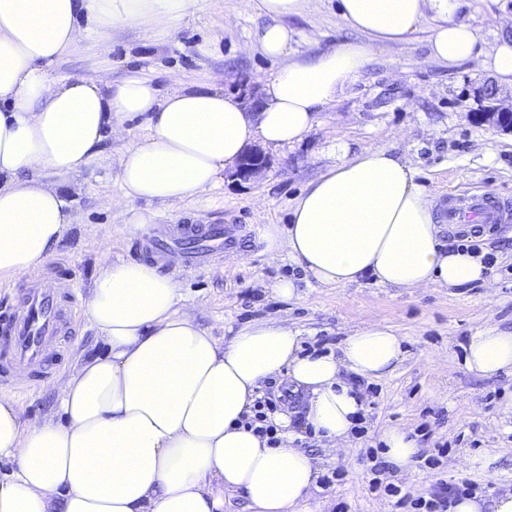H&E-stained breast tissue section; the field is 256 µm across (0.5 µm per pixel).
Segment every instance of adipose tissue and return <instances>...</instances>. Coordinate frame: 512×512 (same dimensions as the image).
I'll return each mask as SVG.
<instances>
[{
  "instance_id": "1",
  "label": "adipose tissue",
  "mask_w": 512,
  "mask_h": 512,
  "mask_svg": "<svg viewBox=\"0 0 512 512\" xmlns=\"http://www.w3.org/2000/svg\"><path fill=\"white\" fill-rule=\"evenodd\" d=\"M255 1L270 19L257 42L279 58L291 38L287 18L308 13L312 0ZM460 6L338 0L365 41L278 68L263 79L264 106L255 111L210 82L162 89L137 74L116 84L55 75L61 56L98 35L136 28L170 37L198 0H0V279L31 274L56 249L73 222L56 180L87 167L105 135L126 143L112 218L136 236L150 223L132 217L135 201L193 199L249 145L300 142L375 47L406 41L425 17L438 20L429 60L469 62L512 84V39L484 51L458 19ZM139 117L147 122L141 139L128 126ZM259 241L270 261L288 260L318 288L491 283L481 256L446 249L429 191L387 146L361 147L328 167L294 200L287 226L264 225ZM177 265L174 257L164 266L102 258L85 317L106 349L55 378L56 417L31 421L0 394V460L13 466L0 480V512H224L228 495L243 497L248 512H309L324 469L297 447L286 414L274 417L276 440L255 431L262 385L272 380L301 396L305 427L337 458L363 410L356 381L393 372L402 337L370 323L338 350L307 352L280 317L242 324L223 343L198 323ZM463 364L481 375L512 370V332L477 331ZM381 441L390 468L410 473L416 439L392 427Z\"/></svg>"
}]
</instances>
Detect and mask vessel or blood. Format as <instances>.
Listing matches in <instances>:
<instances>
[{
    "mask_svg": "<svg viewBox=\"0 0 512 512\" xmlns=\"http://www.w3.org/2000/svg\"><path fill=\"white\" fill-rule=\"evenodd\" d=\"M508 214L486 195H455L448 206L452 224H498ZM204 249L188 254L191 264L204 262L230 242L223 232L205 234ZM73 285H56L43 279H32L20 289V316L8 322L0 333V384L20 386L31 382L33 371L41 369L50 349L55 348L64 304L75 301Z\"/></svg>",
    "mask_w": 512,
    "mask_h": 512,
    "instance_id": "b4317fda",
    "label": "vessel or blood"
}]
</instances>
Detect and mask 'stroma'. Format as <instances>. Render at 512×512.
Wrapping results in <instances>:
<instances>
[{"label": "stroma", "instance_id": "35a3bbf8", "mask_svg": "<svg viewBox=\"0 0 512 512\" xmlns=\"http://www.w3.org/2000/svg\"><path fill=\"white\" fill-rule=\"evenodd\" d=\"M459 15L475 31L480 46L493 50L512 36V0H464ZM268 19L238 0H200L199 10L165 42L132 28L116 37L89 41L55 66L61 77L107 76L119 81L139 72L160 86L220 78L225 92L245 96L277 68L253 49ZM435 21L425 18L410 38L376 49L361 77L335 104L318 115L314 129L298 144L268 150L271 167L250 183L225 181L191 201L173 205L136 201L155 229L141 237L112 221V201L120 194L116 159L123 143L108 138L96 161L64 187L73 201L74 222L39 274L74 284L77 303L63 324L60 347L41 370L40 381L15 398L28 418L53 416L55 375L72 369L104 346L84 316L87 290L102 248L115 259H146L151 239L181 227L231 228L224 252L196 267L178 266L176 278L199 320L218 339L227 326L254 318H288L304 346H334L366 323H382L403 336L405 357L388 376L362 387L365 423L344 459L326 466L334 480L312 500V512H396L391 501L371 489L373 481L426 494L436 481L469 480L483 499L512 489V375L482 377L463 366L469 336L487 326L512 331V219L484 229L477 238L497 258L492 287L422 289L413 293L371 283L344 288L300 285L299 300L284 302L271 288L295 276L293 265L262 255L259 230L284 224L300 191L338 163L344 151L379 144L392 147L415 167L418 181L444 213L452 194H490L512 200V133L490 131L478 121L487 101L478 93L491 73L472 64L449 67L429 60L428 38ZM293 32L288 57L300 60L346 42L362 41L341 17L337 0H313L310 13L288 19ZM251 52H244V45ZM250 258L240 264L234 254ZM401 427L417 439L423 457L436 468L414 465L410 474L375 472L372 453L382 450L383 431Z\"/></svg>", "mask_w": 512, "mask_h": 512}]
</instances>
